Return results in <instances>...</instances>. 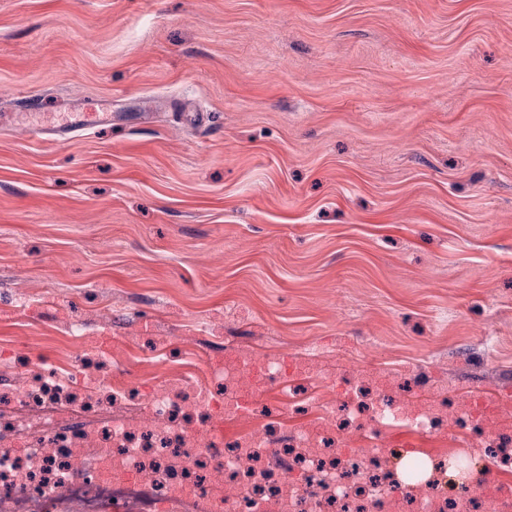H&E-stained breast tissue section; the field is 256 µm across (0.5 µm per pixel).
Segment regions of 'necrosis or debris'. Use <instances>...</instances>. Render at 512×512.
Masks as SVG:
<instances>
[{
  "label": "necrosis or debris",
  "mask_w": 512,
  "mask_h": 512,
  "mask_svg": "<svg viewBox=\"0 0 512 512\" xmlns=\"http://www.w3.org/2000/svg\"><path fill=\"white\" fill-rule=\"evenodd\" d=\"M4 394L22 417L0 419V512H152L166 500L188 512H512V496L448 492V462L435 461L436 478L403 483L387 463L383 427L407 422L432 428L449 414L461 430L485 433L491 454L512 466V432L497 428L491 407L476 401L395 406L381 404L370 425L371 447L327 450L306 430L284 431L271 448L269 426L258 422L232 443L208 444L209 397L159 386L147 399L150 417L136 430L118 419L101 431L40 420V409L77 405L73 390L24 365ZM101 456L81 471L84 455Z\"/></svg>",
  "instance_id": "obj_1"
}]
</instances>
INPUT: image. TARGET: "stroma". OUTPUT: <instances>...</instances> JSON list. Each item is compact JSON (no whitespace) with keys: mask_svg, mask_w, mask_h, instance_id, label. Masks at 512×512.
<instances>
[{"mask_svg":"<svg viewBox=\"0 0 512 512\" xmlns=\"http://www.w3.org/2000/svg\"><path fill=\"white\" fill-rule=\"evenodd\" d=\"M243 349L292 428L512 387V0H0V374L92 429ZM2 396L9 398L14 405L26 411L42 410L48 405L68 404L83 409L84 401H79L73 390L57 379L39 372L37 365L25 364L9 379Z\"/></svg>","mask_w":512,"mask_h":512,"instance_id":"stroma-1","label":"stroma"}]
</instances>
